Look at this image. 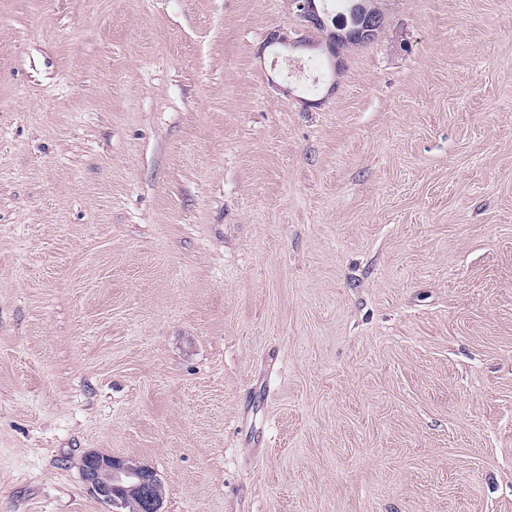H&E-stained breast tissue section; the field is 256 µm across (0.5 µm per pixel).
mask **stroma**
<instances>
[{
	"label": "stroma",
	"mask_w": 512,
	"mask_h": 512,
	"mask_svg": "<svg viewBox=\"0 0 512 512\" xmlns=\"http://www.w3.org/2000/svg\"><path fill=\"white\" fill-rule=\"evenodd\" d=\"M381 6L0 0V512H512V0ZM345 3L346 13L336 14L329 19V27L326 29L318 28L325 26L324 17L321 15L326 14L324 7H320L317 2H323L321 0H291V5L294 7L297 16L300 18L302 25L305 28H312L318 31L324 32L326 38L324 41L321 40V44L316 46L320 48V45H325L328 50L329 43L334 40V36L331 31H336L335 23L336 18L342 19L344 17L349 18L351 10L355 4V13L351 16V23H353L354 33L362 39H374L377 29L380 28L381 20L369 9L365 0H342ZM356 1H359L356 3ZM82 473L89 493L112 505L113 512H163V498L154 495L161 480L148 465L89 452L83 457Z\"/></svg>",
	"instance_id": "1"
}]
</instances>
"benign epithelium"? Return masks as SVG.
Masks as SVG:
<instances>
[{
    "label": "benign epithelium",
    "mask_w": 512,
    "mask_h": 512,
    "mask_svg": "<svg viewBox=\"0 0 512 512\" xmlns=\"http://www.w3.org/2000/svg\"><path fill=\"white\" fill-rule=\"evenodd\" d=\"M319 0H291L297 16L305 28L316 29L325 25V9ZM354 33L362 39H374L381 20L369 9L365 0L355 4L351 16ZM280 46L284 49L311 47L305 38L290 40L271 33L265 47ZM82 473L89 493L112 506V512H162L163 498L154 495L161 483L158 473L150 466L133 459L89 452L82 460Z\"/></svg>",
    "instance_id": "benign-epithelium-1"
}]
</instances>
